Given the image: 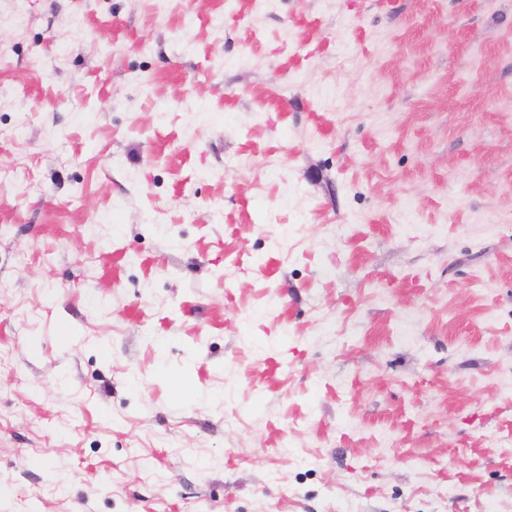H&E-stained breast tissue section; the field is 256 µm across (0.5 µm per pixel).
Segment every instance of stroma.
Returning a JSON list of instances; mask_svg holds the SVG:
<instances>
[{"label": "stroma", "mask_w": 512, "mask_h": 512, "mask_svg": "<svg viewBox=\"0 0 512 512\" xmlns=\"http://www.w3.org/2000/svg\"><path fill=\"white\" fill-rule=\"evenodd\" d=\"M0 512H512V0H0Z\"/></svg>", "instance_id": "obj_1"}]
</instances>
